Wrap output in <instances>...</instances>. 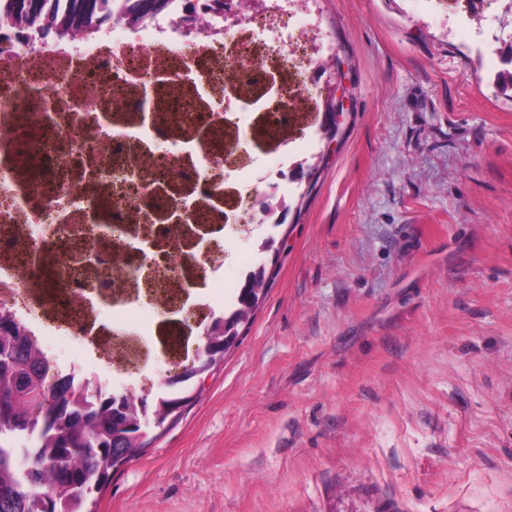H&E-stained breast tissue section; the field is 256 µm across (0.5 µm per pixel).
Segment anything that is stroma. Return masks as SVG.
Listing matches in <instances>:
<instances>
[{
	"mask_svg": "<svg viewBox=\"0 0 512 512\" xmlns=\"http://www.w3.org/2000/svg\"><path fill=\"white\" fill-rule=\"evenodd\" d=\"M340 95L238 346L97 512H512V43L317 0Z\"/></svg>",
	"mask_w": 512,
	"mask_h": 512,
	"instance_id": "35a3bbf8",
	"label": "stroma"
}]
</instances>
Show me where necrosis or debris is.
Segmentation results:
<instances>
[{"label":"necrosis or debris","instance_id":"obj_1","mask_svg":"<svg viewBox=\"0 0 512 512\" xmlns=\"http://www.w3.org/2000/svg\"><path fill=\"white\" fill-rule=\"evenodd\" d=\"M184 2L169 0L156 17L106 25L75 45L49 42L37 48L19 28L0 23V303L27 326L42 351L60 339L77 344L75 354L50 357L48 376L71 377L92 400L109 389L124 392L128 380L144 375L150 385H164L175 363L166 354L156 356L152 366L142 362L165 309L136 291L117 249L102 242L96 226L85 220L86 175L97 173L113 223L140 225L144 235L160 241L153 255L159 285L180 297L183 270L199 268L206 289L200 304L211 309L232 303L236 290L217 251L189 247V225L153 223L142 199L152 197L155 184L175 169L193 185L201 218L213 220L205 204L206 178L219 157L204 155L192 130L207 120L230 84L239 94L237 120L250 118L264 104L259 92L272 66L286 76L281 95L290 118L267 125L280 142L277 152L229 170L236 183L235 213L268 188L289 197L284 168L296 166L315 145L311 139L295 142L292 132L311 128L318 110L325 75L321 60L329 50L322 17L310 8L296 9L295 0H227V15L209 20L213 36L189 37L180 23ZM412 2L432 16L455 11L459 30L480 46L486 70L497 69V48L484 37L493 23L487 0ZM136 71L170 76V106L159 122L177 130L174 151L153 156L141 150L153 141L154 130L139 121ZM33 116L40 118L42 132L31 139L26 125ZM41 248L57 256L58 271L51 291L36 299L31 283L39 272L31 256ZM89 251L95 255L91 264L84 261ZM103 286L123 295V302H97L93 291ZM100 317L111 320L114 332L102 342L83 334ZM102 360L112 364V374L99 371Z\"/></svg>","mask_w":512,"mask_h":512}]
</instances>
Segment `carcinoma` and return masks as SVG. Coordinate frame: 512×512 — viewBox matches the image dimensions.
I'll list each match as a JSON object with an SVG mask.
<instances>
[{"label":"carcinoma","mask_w":512,"mask_h":512,"mask_svg":"<svg viewBox=\"0 0 512 512\" xmlns=\"http://www.w3.org/2000/svg\"><path fill=\"white\" fill-rule=\"evenodd\" d=\"M3 1L15 25L40 42L116 19L137 21L167 5V0ZM271 280L264 264L255 265L236 305L211 314L205 350L151 400L108 392L89 402L67 377L47 382L41 348L1 306L0 512H95L112 474L144 451L151 430L181 413L191 400V384L224 361Z\"/></svg>","instance_id":"1"}]
</instances>
